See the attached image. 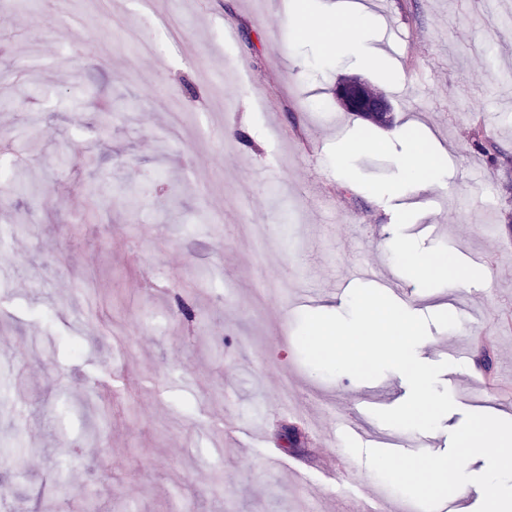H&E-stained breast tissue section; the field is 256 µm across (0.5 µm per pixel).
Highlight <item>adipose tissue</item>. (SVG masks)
Listing matches in <instances>:
<instances>
[{"mask_svg":"<svg viewBox=\"0 0 512 512\" xmlns=\"http://www.w3.org/2000/svg\"><path fill=\"white\" fill-rule=\"evenodd\" d=\"M294 5L298 19L296 31L302 38L316 41L324 52L348 49L358 53L365 63H373L365 39L364 14L343 12L335 0H330L323 11L315 7L313 0H294ZM398 163L407 180L416 186L443 188L447 185V168L442 158L421 140H406ZM391 249L421 280L429 281L452 272L447 256L426 255L404 242L393 243ZM463 452L479 455L485 462V476L493 487L486 512H512V493L495 489L499 478H512V431L495 421L477 422L463 439Z\"/></svg>","mask_w":512,"mask_h":512,"instance_id":"adipose-tissue-1","label":"adipose tissue"}]
</instances>
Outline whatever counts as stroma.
Wrapping results in <instances>:
<instances>
[{"mask_svg": "<svg viewBox=\"0 0 512 512\" xmlns=\"http://www.w3.org/2000/svg\"><path fill=\"white\" fill-rule=\"evenodd\" d=\"M288 3L0 0V512H298L301 489L307 512H421L333 421L398 406L406 379L327 377L296 345L302 296L346 313L330 289L357 263L416 315L484 316L417 348L469 349L439 377L456 408L431 451L395 432L419 481L460 462L473 419L512 428V166L470 141L482 126L512 156V26L498 0H356L374 67L300 40ZM345 77L386 94L390 126L337 104ZM409 136L445 154L448 190L403 180ZM395 238L466 281L420 282Z\"/></svg>", "mask_w": 512, "mask_h": 512, "instance_id": "1", "label": "stroma"}]
</instances>
